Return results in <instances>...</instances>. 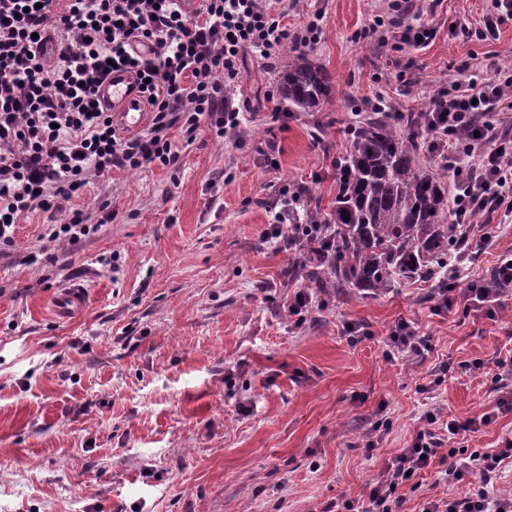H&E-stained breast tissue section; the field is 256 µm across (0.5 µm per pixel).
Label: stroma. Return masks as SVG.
<instances>
[{
	"mask_svg": "<svg viewBox=\"0 0 512 512\" xmlns=\"http://www.w3.org/2000/svg\"><path fill=\"white\" fill-rule=\"evenodd\" d=\"M387 6L292 0L289 28L321 15L307 49L333 86L321 111L273 117L278 70L246 54L227 99L242 143L201 130L179 169H114L16 226L0 248V512H322L377 478L433 408L477 421L453 447L512 438L491 380L512 352V294L495 320L460 305L435 313L431 282L332 292L299 326L288 315L297 254L271 235L283 189H308L329 211L334 164L369 100L418 110L454 81L512 77V19L497 38L472 33L489 0H426L438 33L419 51L367 35ZM103 201L113 216L95 234L48 241L67 212L96 219ZM485 230L493 243L473 249L458 287L512 254V222ZM64 287L87 302L61 322L50 303ZM401 319L429 336L428 352L387 357ZM350 322L365 340L348 341ZM381 414L392 429L365 452Z\"/></svg>",
	"mask_w": 512,
	"mask_h": 512,
	"instance_id": "1",
	"label": "stroma"
}]
</instances>
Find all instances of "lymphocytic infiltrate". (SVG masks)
I'll use <instances>...</instances> for the list:
<instances>
[{
	"mask_svg": "<svg viewBox=\"0 0 512 512\" xmlns=\"http://www.w3.org/2000/svg\"><path fill=\"white\" fill-rule=\"evenodd\" d=\"M409 2L391 0L370 32L384 28L412 49L425 47L436 28L413 16ZM287 12L288 0H200L192 12L180 0H0V245H12L29 213L58 208L91 177L150 164L174 169L201 126L220 138L237 132L241 119L226 106L224 88L238 82L243 55L271 61L287 46L306 47L319 37L318 15L292 31L283 22ZM48 31L59 42L51 65L36 55V38ZM119 70L134 75L151 108L150 123L135 134L117 133L98 99ZM501 106L512 109L511 81L470 78L438 90L423 112L429 147L455 159L452 221L470 225L468 252L492 241L475 226L477 215L512 219V142H503L490 119ZM509 290L512 256L498 262L491 279L436 294L448 311L460 301L494 311ZM424 420L425 429L363 494L341 496L324 512H400L412 476L437 463L451 492L422 500L418 512H512V492L494 490L512 461V439L460 452L449 441L473 430V422L444 423L436 410ZM469 478L473 487L453 494Z\"/></svg>",
	"mask_w": 512,
	"mask_h": 512,
	"instance_id": "obj_1",
	"label": "lymphocytic infiltrate"
}]
</instances>
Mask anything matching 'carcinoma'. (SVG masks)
Segmentation results:
<instances>
[{"instance_id": "cac0c4a2", "label": "carcinoma", "mask_w": 512, "mask_h": 512, "mask_svg": "<svg viewBox=\"0 0 512 512\" xmlns=\"http://www.w3.org/2000/svg\"><path fill=\"white\" fill-rule=\"evenodd\" d=\"M292 112H317L330 94L324 70L304 54L289 56L277 81ZM416 120L373 112L354 128L337 166L338 189L329 214L303 209L298 221L322 224L330 246L312 244L299 255L301 277L312 288L384 293L403 283L448 281L458 250L448 193L450 165L429 156Z\"/></svg>"}]
</instances>
